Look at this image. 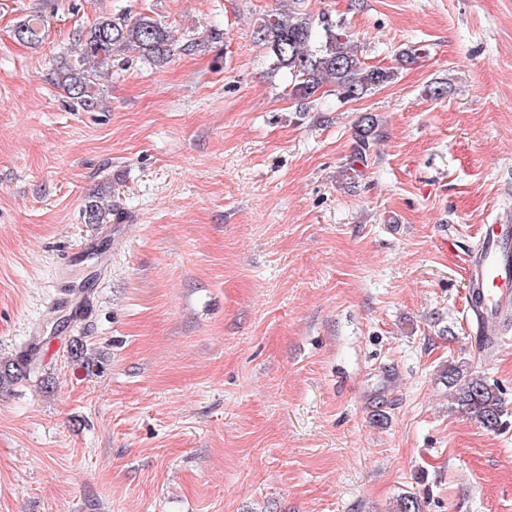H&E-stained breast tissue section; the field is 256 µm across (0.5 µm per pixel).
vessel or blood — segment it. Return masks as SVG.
<instances>
[{"label": "vessel or blood", "instance_id": "obj_1", "mask_svg": "<svg viewBox=\"0 0 512 512\" xmlns=\"http://www.w3.org/2000/svg\"><path fill=\"white\" fill-rule=\"evenodd\" d=\"M480 242L479 254L466 263V276L481 294L478 330L495 332L512 315V225H484Z\"/></svg>", "mask_w": 512, "mask_h": 512}]
</instances>
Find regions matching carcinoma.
Segmentation results:
<instances>
[{"label":"carcinoma","instance_id":"cac0c4a2","mask_svg":"<svg viewBox=\"0 0 512 512\" xmlns=\"http://www.w3.org/2000/svg\"><path fill=\"white\" fill-rule=\"evenodd\" d=\"M255 39L266 50L273 67L291 78L290 92L298 101L308 104L325 85L334 88L341 100L357 101L397 78L393 67H367L355 53L348 36L323 16L288 11L276 12L262 19L254 30ZM15 38L28 45L43 39L42 19L32 15L20 22ZM79 52L65 61L56 72V84L86 110L99 107L100 91L97 66L119 61L124 54L135 51L154 66L166 64L176 49L187 51L195 46L187 42L176 46V40L161 21L147 15L121 14L99 18L90 28L77 35ZM378 121L368 113L361 117L357 129V146L346 169L359 173L358 164L367 162L370 147L376 140ZM112 205L107 194L88 197L84 215L88 224L112 223ZM36 359L29 352L15 359L0 358V386L12 385L30 377ZM448 387L454 389L457 409L480 427L496 432L502 426L504 399L500 388L467 368L448 366Z\"/></svg>","mask_w":512,"mask_h":512}]
</instances>
